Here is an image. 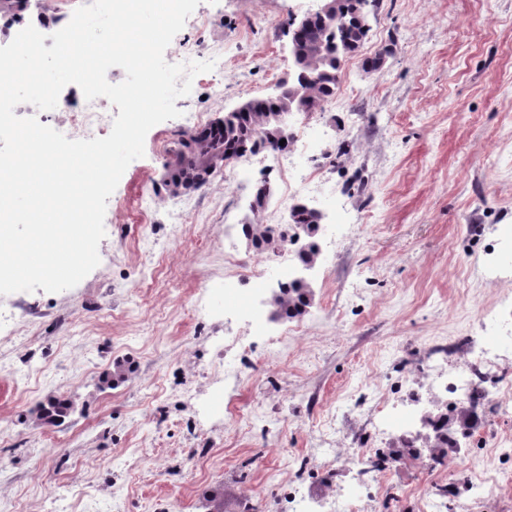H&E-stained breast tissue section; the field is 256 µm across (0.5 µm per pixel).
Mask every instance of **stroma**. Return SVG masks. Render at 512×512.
<instances>
[{
	"mask_svg": "<svg viewBox=\"0 0 512 512\" xmlns=\"http://www.w3.org/2000/svg\"><path fill=\"white\" fill-rule=\"evenodd\" d=\"M318 6L200 0L164 57L223 64L148 132L107 201L99 265L65 291L0 295V512H288L289 484L318 498L351 480L321 440L352 452L374 397H413L431 362L465 365V338L512 316V0H370L335 102L307 120L319 194L257 168L164 185L189 115L269 96L295 69L289 18ZM298 201L324 214L311 301L261 332L230 314L224 282L242 297L275 284L241 227L287 223ZM230 248L243 267L225 268ZM51 399L69 406L62 423L44 416ZM467 474L463 459L400 463L371 512H418Z\"/></svg>",
	"mask_w": 512,
	"mask_h": 512,
	"instance_id": "1",
	"label": "stroma"
}]
</instances>
